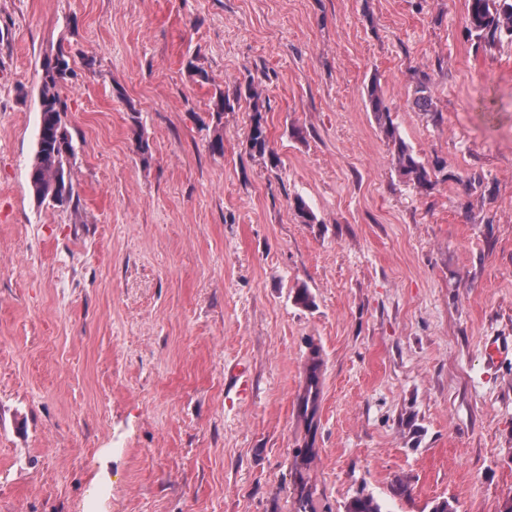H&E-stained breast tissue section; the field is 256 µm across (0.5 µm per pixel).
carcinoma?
Instances as JSON below:
<instances>
[{"mask_svg":"<svg viewBox=\"0 0 512 512\" xmlns=\"http://www.w3.org/2000/svg\"><path fill=\"white\" fill-rule=\"evenodd\" d=\"M466 22L468 31L479 39L494 42L503 37L512 38V0H467ZM71 74L70 55L66 51L60 49L55 56L44 59L39 137L29 173L32 192L40 203L50 199L62 205L71 202L73 198L70 163L75 155V148L62 120L64 104L60 96L61 84ZM367 103L378 125L392 142L393 160L401 175L420 191L433 189L435 172L397 134L383 94L374 82L367 88ZM229 107L230 97L223 92L219 93L211 112L214 129L209 149L214 154H224L221 125L224 110ZM254 112L248 137L249 146L263 156L268 152L267 129L259 105H254ZM311 360V372L298 403L299 412L306 419L314 418L321 393L320 360L317 352H312ZM345 512H382V506L373 496L361 493L345 505Z\"/></svg>","mask_w":512,"mask_h":512,"instance_id":"1","label":"carcinoma"}]
</instances>
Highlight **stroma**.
I'll use <instances>...</instances> for the list:
<instances>
[{
  "instance_id": "35a3bbf8",
  "label": "stroma",
  "mask_w": 512,
  "mask_h": 512,
  "mask_svg": "<svg viewBox=\"0 0 512 512\" xmlns=\"http://www.w3.org/2000/svg\"><path fill=\"white\" fill-rule=\"evenodd\" d=\"M466 15L467 0H0V512H295L302 479L317 512L360 492L386 512H500L512 349H484L512 339V40L471 37ZM60 48L63 205L29 182ZM374 82L404 141L445 162L432 190L399 175ZM257 112L268 156L248 143ZM239 364L245 397L225 378ZM213 111L211 112V119L215 124L213 129V136L209 141V149L213 154L223 155L224 153V137L222 134V119L224 110L231 108V101L229 95L224 92H220L216 100L214 101ZM311 360V372L299 396L298 406L300 414L312 421L318 408L321 393V384L319 382L320 360L317 352H312Z\"/></svg>"
}]
</instances>
